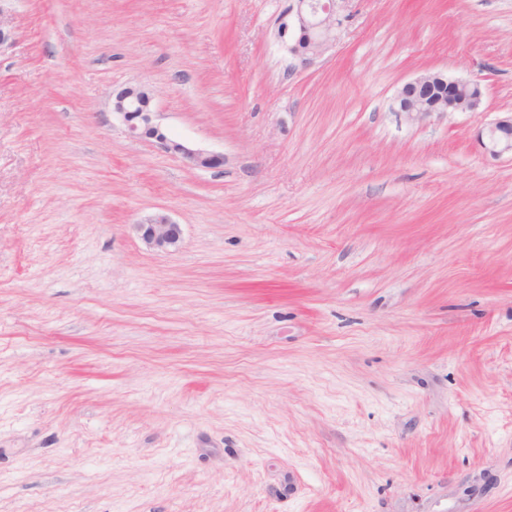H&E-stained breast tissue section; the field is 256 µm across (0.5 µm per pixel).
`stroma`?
Returning a JSON list of instances; mask_svg holds the SVG:
<instances>
[{"mask_svg":"<svg viewBox=\"0 0 512 512\" xmlns=\"http://www.w3.org/2000/svg\"><path fill=\"white\" fill-rule=\"evenodd\" d=\"M288 4L9 0L0 512H512V0H350L304 70ZM427 71L482 105L394 111ZM153 102L154 96L148 87L131 85L113 97L112 111L121 116L133 137L155 143L164 152L181 157L193 168L209 170L224 166L223 154L192 148L169 137L155 122ZM488 138L493 155L509 151L512 153V114L494 122L489 129ZM137 236L152 249L176 251L182 242L181 224H176L165 214H155L133 224Z\"/></svg>","mask_w":512,"mask_h":512,"instance_id":"obj_1","label":"stroma"}]
</instances>
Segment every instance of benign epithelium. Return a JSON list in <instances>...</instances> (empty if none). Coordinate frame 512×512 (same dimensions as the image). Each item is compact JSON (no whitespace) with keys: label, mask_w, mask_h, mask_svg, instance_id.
I'll use <instances>...</instances> for the list:
<instances>
[{"label":"benign epithelium","mask_w":512,"mask_h":512,"mask_svg":"<svg viewBox=\"0 0 512 512\" xmlns=\"http://www.w3.org/2000/svg\"><path fill=\"white\" fill-rule=\"evenodd\" d=\"M349 0H291L278 26V38L288 54L303 68L312 66L332 45L336 29L347 19ZM484 96L478 80L450 77L441 72L424 73L406 82L395 97L396 111L412 119L434 113L472 112ZM112 112L121 116L129 133L155 143L166 153L179 156L191 167L202 170L224 166V155L192 148L169 137L154 119V96L144 85H131L118 91ZM490 152H512V116L497 120L490 127ZM137 236L150 248L176 251L182 242L181 225L165 214H155L133 225Z\"/></svg>","instance_id":"obj_1"}]
</instances>
